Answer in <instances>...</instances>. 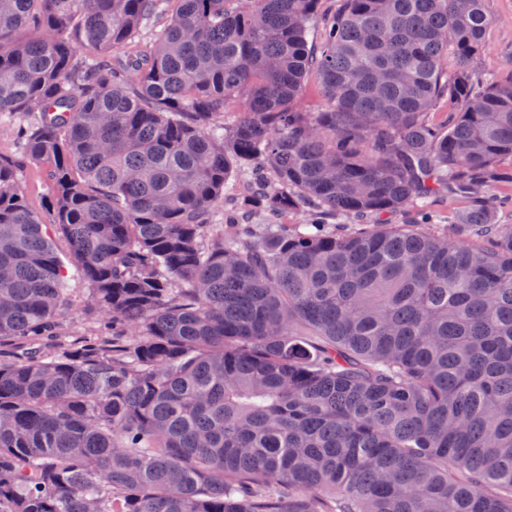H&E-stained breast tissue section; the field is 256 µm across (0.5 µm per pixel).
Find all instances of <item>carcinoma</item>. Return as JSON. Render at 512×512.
<instances>
[{
	"label": "carcinoma",
	"mask_w": 512,
	"mask_h": 512,
	"mask_svg": "<svg viewBox=\"0 0 512 512\" xmlns=\"http://www.w3.org/2000/svg\"><path fill=\"white\" fill-rule=\"evenodd\" d=\"M489 24L484 0H0V512H512ZM439 196L471 208L443 224ZM75 279L96 329L71 343ZM22 182L29 199L36 204H40L42 200L49 198L52 192L46 176L36 170H27L24 173Z\"/></svg>",
	"instance_id": "1"
}]
</instances>
